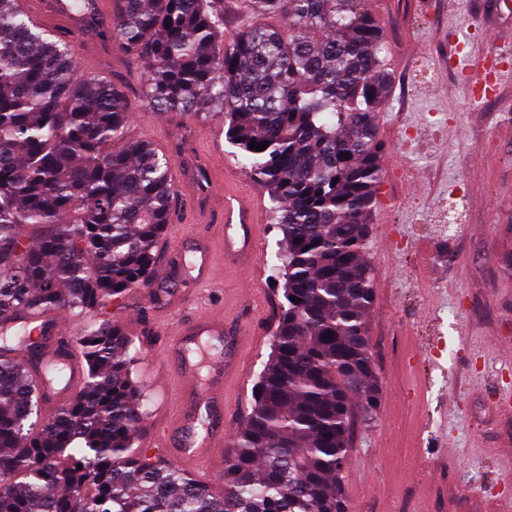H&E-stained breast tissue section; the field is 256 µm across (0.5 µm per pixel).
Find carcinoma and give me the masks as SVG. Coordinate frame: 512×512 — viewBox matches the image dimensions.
<instances>
[{
	"label": "carcinoma",
	"mask_w": 512,
	"mask_h": 512,
	"mask_svg": "<svg viewBox=\"0 0 512 512\" xmlns=\"http://www.w3.org/2000/svg\"><path fill=\"white\" fill-rule=\"evenodd\" d=\"M247 2L255 22L226 40L224 0H112L105 21L93 0H67L90 33L147 61L145 109L224 124L282 235L285 304L216 494L135 447L131 341L102 317L152 281L172 159L126 139L113 80L77 76L63 34L0 0V319L100 315L75 338L83 386L49 414L11 355L10 342L29 346L22 328L0 338V512H347L351 429L379 400L364 246L392 78L361 0ZM269 15L283 25L263 24ZM29 225L46 233L33 241Z\"/></svg>",
	"instance_id": "obj_1"
}]
</instances>
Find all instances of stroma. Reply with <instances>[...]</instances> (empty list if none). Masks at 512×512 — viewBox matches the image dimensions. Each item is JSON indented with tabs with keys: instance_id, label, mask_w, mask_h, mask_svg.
<instances>
[{
	"instance_id": "35a3bbf8",
	"label": "stroma",
	"mask_w": 512,
	"mask_h": 512,
	"mask_svg": "<svg viewBox=\"0 0 512 512\" xmlns=\"http://www.w3.org/2000/svg\"><path fill=\"white\" fill-rule=\"evenodd\" d=\"M381 29L392 74L390 100L378 115L383 181L369 222L365 256L374 283L368 317L381 384L377 409L357 419L342 483L348 512H505L512 503V75L494 97L458 91L460 67L448 44H488L495 27H512V0H364ZM73 53L95 75L122 76L133 115L129 140L171 155L175 172L196 184L209 159L204 139L218 136L236 186L266 197L240 166L222 124L156 114L141 106L146 65L110 43L93 40ZM207 197L185 199L190 224L167 225L158 249L181 235L186 261L207 248L205 283L166 277L126 293L112 306L132 340L145 417L136 432L176 410L155 378L168 326L216 310L239 335L245 365L224 378V433L234 437L250 410L251 389L270 353L284 302L271 263L280 233L270 221L257 230L255 279L223 253L220 225Z\"/></svg>"
}]
</instances>
